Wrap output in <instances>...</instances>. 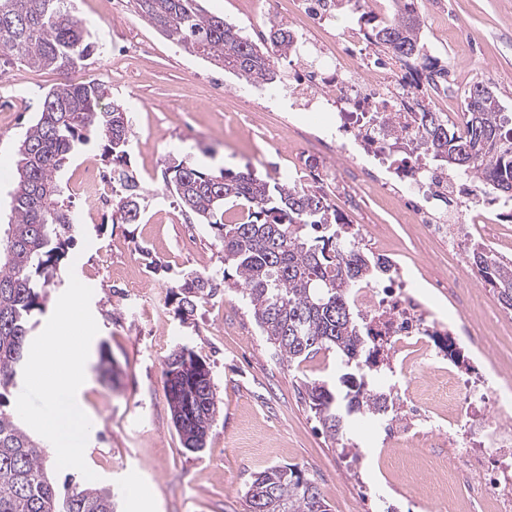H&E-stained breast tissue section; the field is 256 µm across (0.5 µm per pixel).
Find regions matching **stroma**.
I'll return each instance as SVG.
<instances>
[{
  "label": "stroma",
  "mask_w": 512,
  "mask_h": 512,
  "mask_svg": "<svg viewBox=\"0 0 512 512\" xmlns=\"http://www.w3.org/2000/svg\"><path fill=\"white\" fill-rule=\"evenodd\" d=\"M206 13L224 16L244 34L266 24L257 0L241 12L240 0H200ZM80 17L97 24L96 42L79 71L40 70L0 55V225L10 217L19 140L58 85L103 83L111 100L126 107L132 137L129 168L146 192L136 224L114 221L113 207L87 216L73 199L75 241L61 261L58 284L48 291L34 336L50 327L55 301L75 288L76 309L92 322L87 384L79 398L91 416L92 439L82 458L56 465V479L79 473L112 489L115 512H247L245 491L255 473L294 466L318 485L330 512H436L427 496L438 480V461L403 431H361L339 445L325 437L305 399L306 380L335 381L334 353L302 363L273 357L240 295L198 301L189 319L149 261L173 271H204L224 265L211 229L189 220L164 189L171 159L207 171L252 168L268 177L269 163L292 169L324 165L302 136L314 132L311 113L263 112L255 127L240 129L224 118L254 104L251 86L191 56L138 16L130 0H76ZM432 56L447 62L453 82L465 89L480 82L496 91L512 113V0H418ZM224 84L214 101L212 85ZM285 128L281 145L269 137ZM372 245L382 236L393 248L413 293L440 319L459 317L447 295L424 277L448 270V254L401 223L390 207L373 200L352 215ZM507 326L488 353L476 357L465 342L455 350L464 372L477 375L512 358V312L499 310ZM184 346L210 366L219 413L206 448H183L172 424L163 369L166 356ZM499 368V367H498Z\"/></svg>",
  "instance_id": "1"
}]
</instances>
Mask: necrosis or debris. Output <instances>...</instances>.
<instances>
[{
	"instance_id": "necrosis-or-debris-1",
	"label": "necrosis or debris",
	"mask_w": 512,
	"mask_h": 512,
	"mask_svg": "<svg viewBox=\"0 0 512 512\" xmlns=\"http://www.w3.org/2000/svg\"><path fill=\"white\" fill-rule=\"evenodd\" d=\"M269 17L289 24L295 62L283 82L261 87L269 102L331 115L325 136L345 159L344 170H325L322 180L335 184L341 212L364 208L368 196L386 198L405 223L423 237L447 244L459 262H467L465 240H481L489 256L499 260L512 253L498 248V227L484 224L482 184H458L446 167L430 165L410 111L426 80L421 67L393 69L373 57L363 29L350 27L331 40L316 37L336 18V0H265ZM71 190L87 214H95L112 197L105 173L86 165ZM371 335L386 339L392 352L419 349L434 363L435 374L448 379V420L461 425L464 440L452 448L448 483L465 482L471 504L492 502V512H512V389L489 380L461 379L456 358L440 364L432 336L442 324L408 290L400 276L379 286L352 291ZM496 456L497 467L486 459Z\"/></svg>"
}]
</instances>
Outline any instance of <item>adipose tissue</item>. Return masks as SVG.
Segmentation results:
<instances>
[{"instance_id":"ef3b65f1","label":"adipose tissue","mask_w":512,"mask_h":512,"mask_svg":"<svg viewBox=\"0 0 512 512\" xmlns=\"http://www.w3.org/2000/svg\"><path fill=\"white\" fill-rule=\"evenodd\" d=\"M85 316L76 314L75 297L61 295L56 320L43 339L38 358L54 369V377L44 381L42 392L50 408L42 424L53 442L57 462L76 460L89 442L90 417L77 398L86 382L87 349L84 343L62 344L59 329L63 326L89 327Z\"/></svg>"}]
</instances>
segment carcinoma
I'll return each mask as SVG.
<instances>
[{
    "label": "carcinoma",
    "instance_id": "obj_1",
    "mask_svg": "<svg viewBox=\"0 0 512 512\" xmlns=\"http://www.w3.org/2000/svg\"><path fill=\"white\" fill-rule=\"evenodd\" d=\"M135 12L187 53L236 75L249 84L274 82L276 60L288 55V31L273 32L272 47L261 48L224 17L201 13L198 0H133ZM392 16L377 19L362 12L357 25L378 50L410 64L428 60L437 76L448 73L428 55L423 20L414 0H395ZM89 28L70 11L69 0H0V50L33 68L65 71L90 55ZM106 86L97 82L62 84L45 96L42 110L18 146L17 179L11 196L10 224L0 231V512H114L109 489L70 480L59 486L45 444L21 425L7 408L4 392L23 376L34 316L44 311L47 288L76 233L70 196L60 170L67 158L97 140L110 168L116 213L124 224L137 223L145 197L126 159L131 124L124 105L102 104ZM464 131L449 128L443 112H419L422 140L431 159L448 172L469 175L485 187L482 201H512V115L497 96L476 83L465 91ZM164 183L181 211L208 224L224 251L226 271L190 272L170 285L180 295L184 317L196 302L220 292H235L252 311L266 342L290 363L320 351L336 353L340 393L324 382L303 386L315 417L336 442L348 439L349 415H385L390 396L372 388L375 350L365 348L361 311L350 298L358 285L371 286L389 270L355 245L359 232L336 218L316 190L293 182L275 183L252 170L204 172L175 161ZM237 216L224 220V206ZM473 268L492 287L498 301L512 310V261L497 262L476 245ZM182 362L171 351L163 370L167 399L181 405L182 436L194 433L207 442L218 413L210 379L178 376ZM318 512L324 502L316 483L271 466L258 472L245 492L248 512Z\"/></svg>",
    "mask_w": 512,
    "mask_h": 512
}]
</instances>
